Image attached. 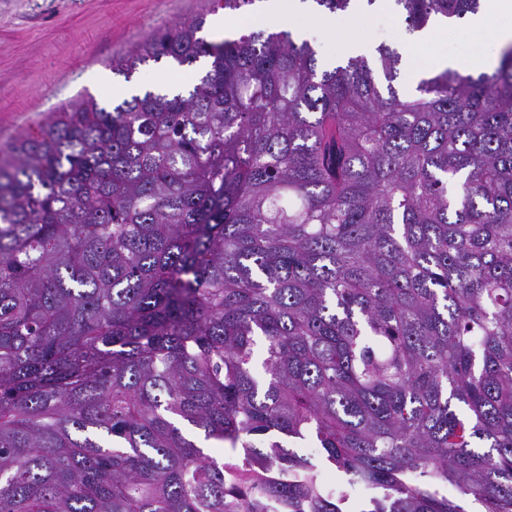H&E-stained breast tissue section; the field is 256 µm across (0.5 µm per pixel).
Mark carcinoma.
Segmentation results:
<instances>
[{
  "label": "carcinoma",
  "instance_id": "carcinoma-1",
  "mask_svg": "<svg viewBox=\"0 0 512 512\" xmlns=\"http://www.w3.org/2000/svg\"><path fill=\"white\" fill-rule=\"evenodd\" d=\"M204 24L111 63L207 60L189 89L0 148V512H512V42L410 93L388 44Z\"/></svg>",
  "mask_w": 512,
  "mask_h": 512
}]
</instances>
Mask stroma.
I'll return each mask as SVG.
<instances>
[{
    "label": "stroma",
    "mask_w": 512,
    "mask_h": 512,
    "mask_svg": "<svg viewBox=\"0 0 512 512\" xmlns=\"http://www.w3.org/2000/svg\"><path fill=\"white\" fill-rule=\"evenodd\" d=\"M249 15L246 9L213 11L210 0H0V144L15 139L38 117L87 96L109 106L125 99L128 89L141 91L165 79L189 88L203 63L174 69L149 62L129 80L113 73L109 63L174 22L204 18L201 35L215 42L216 22L236 30ZM301 23L323 60L345 56L355 36L400 49L420 71L434 52L452 57L477 48L461 30L431 45H411L395 8L339 16L318 11Z\"/></svg>",
    "instance_id": "35a3bbf8"
}]
</instances>
